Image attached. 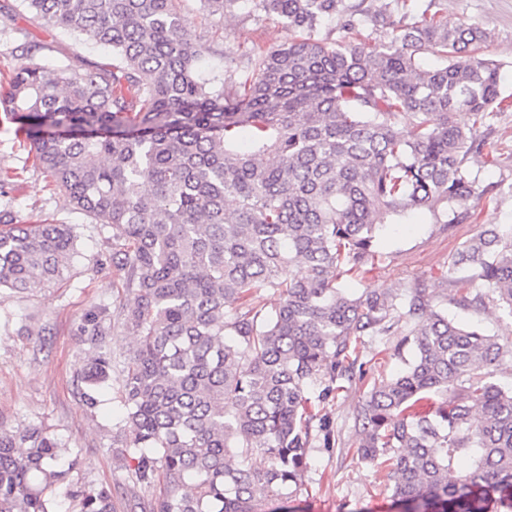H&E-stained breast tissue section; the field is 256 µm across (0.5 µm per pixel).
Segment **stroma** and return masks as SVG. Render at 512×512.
Segmentation results:
<instances>
[{
  "instance_id": "1",
  "label": "stroma",
  "mask_w": 512,
  "mask_h": 512,
  "mask_svg": "<svg viewBox=\"0 0 512 512\" xmlns=\"http://www.w3.org/2000/svg\"><path fill=\"white\" fill-rule=\"evenodd\" d=\"M449 26L477 22L492 33L484 56L501 66V82L512 93V0H440ZM180 9L195 34L215 48L202 69L225 73L230 57L244 54L251 43L272 50L288 43L292 30L260 11L242 7L228 15L205 10L200 0H181ZM35 45L36 62L53 68L82 69L112 62L110 48L81 43L36 19L23 0H0V79L22 63V44ZM479 136L495 141L494 159L469 156L464 164L479 188L512 184V109L498 112L491 128ZM23 131L0 114V176L11 179V211L16 222L63 221L76 225L81 260L54 284L19 294L0 290V421L14 427L30 423L46 427L68 456L78 459L72 477L78 484L106 488L113 496L114 512H135L155 492L139 482L133 463L122 460L125 409L121 391L125 362L136 345L135 336L122 326L125 293L121 274L112 264V235L80 213L71 211L66 198L52 189L48 178L32 165ZM512 224V194L482 201L459 223H436L416 212L384 225L378 245L381 262L357 291L409 289L426 285L434 300L452 294V281L473 275L470 267H449L453 253L482 230ZM107 307L111 330L105 343L112 357V373L100 394L97 409H88L81 397L82 373L89 349L80 334L84 314ZM450 318L480 328L512 345V312L488 301L485 307L446 303ZM406 323L393 325L385 336L366 340L359 361L367 378L388 377L402 367L394 350L406 333ZM363 399L361 382H352L320 406L334 433L333 447L314 441L304 488L291 502L292 512H397L376 467L357 454Z\"/></svg>"
}]
</instances>
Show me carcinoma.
Returning <instances> with one entry per match:
<instances>
[{
    "label": "carcinoma",
    "mask_w": 512,
    "mask_h": 512,
    "mask_svg": "<svg viewBox=\"0 0 512 512\" xmlns=\"http://www.w3.org/2000/svg\"><path fill=\"white\" fill-rule=\"evenodd\" d=\"M24 2L114 52L108 67H19L0 110L71 210L112 229L123 327L137 337L121 454L158 486L141 512H277L302 489L314 419L331 445L315 409L364 380L360 345L403 318L413 356L364 392L361 459L401 512H512V389L491 381L512 348L448 319L421 283L361 295L342 284L380 261L388 219L427 211L453 224L486 195L464 163L485 146L477 128L512 106L482 55L491 32L448 28L436 0H203L211 13L250 4L295 32L251 48L239 80L212 84L197 65L213 47L177 0ZM326 22L345 39L321 37ZM366 26L393 38L367 48ZM426 53L439 64L423 65ZM0 224V289L42 288L79 256L74 224H15L6 208ZM450 265L473 267L484 288L453 282L455 304L494 296L512 313L511 224L481 231ZM261 288L276 305L261 304ZM105 313L80 326L90 409L112 371ZM256 454L266 468L248 465ZM76 465L43 426L0 421V512L60 499L113 512L110 491L73 482Z\"/></svg>",
    "instance_id": "carcinoma-1"
}]
</instances>
